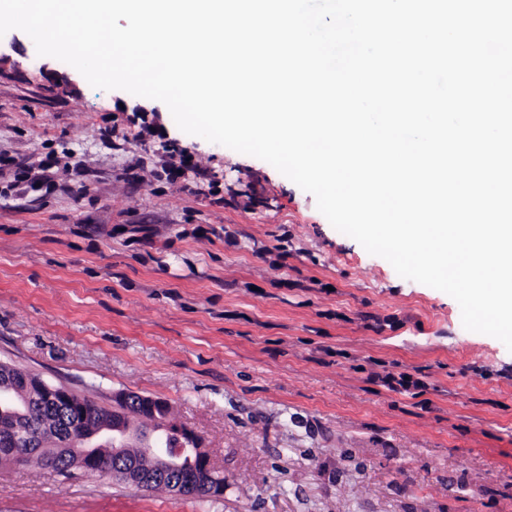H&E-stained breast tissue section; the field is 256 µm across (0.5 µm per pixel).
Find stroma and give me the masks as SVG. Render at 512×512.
Returning <instances> with one entry per match:
<instances>
[{
	"label": "stroma",
	"mask_w": 512,
	"mask_h": 512,
	"mask_svg": "<svg viewBox=\"0 0 512 512\" xmlns=\"http://www.w3.org/2000/svg\"><path fill=\"white\" fill-rule=\"evenodd\" d=\"M0 42V363L106 408L166 402L224 478L198 497L0 465V512H512L501 341L269 163L160 101L80 75L60 93L62 61Z\"/></svg>",
	"instance_id": "obj_1"
}]
</instances>
